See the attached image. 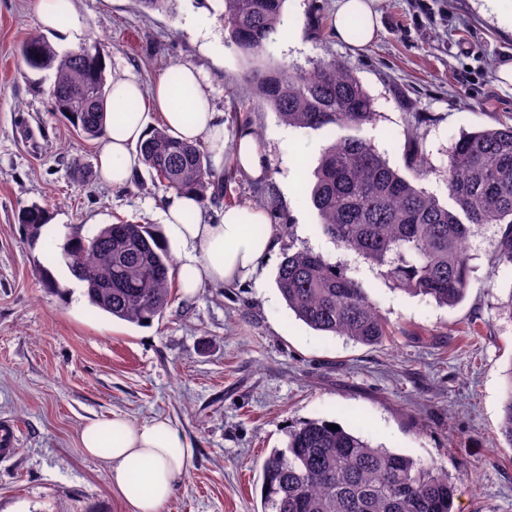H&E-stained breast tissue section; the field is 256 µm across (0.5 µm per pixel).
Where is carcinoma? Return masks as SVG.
<instances>
[{
    "mask_svg": "<svg viewBox=\"0 0 512 512\" xmlns=\"http://www.w3.org/2000/svg\"><path fill=\"white\" fill-rule=\"evenodd\" d=\"M227 43L260 61L284 24L285 0H219ZM30 70L55 71L50 91L55 112L86 138L104 136L108 92L105 56L63 55L39 34L20 47ZM246 77L259 100L288 127L342 130L324 148L310 200L319 230L376 269L393 288L458 304L471 266L459 253L474 227L503 224L495 268L512 267V125L483 129L456 139L448 153V204L393 170L361 132L375 123L374 99L353 69L336 61L310 69L254 68ZM95 85L100 95L84 90ZM152 181L166 190L191 191L200 202L211 192L210 161L196 145L153 129L138 146ZM424 154L410 136L408 163L424 171ZM26 238L37 241L45 210L26 206L18 213ZM71 274L86 289L90 304L118 320L143 325L163 316L172 302V256L154 226L106 224L92 233L74 225L60 245ZM277 288L288 309L312 329L378 345L392 334L378 303L347 268L308 249L283 254ZM499 433L512 447V369L502 404ZM264 503L270 512H455V483L448 474L413 458L372 445L329 422L310 420L288 430L284 448L263 463Z\"/></svg>",
    "mask_w": 512,
    "mask_h": 512,
    "instance_id": "1",
    "label": "carcinoma"
}]
</instances>
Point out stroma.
I'll return each mask as SVG.
<instances>
[{"label": "stroma", "instance_id": "35a3bbf8", "mask_svg": "<svg viewBox=\"0 0 512 512\" xmlns=\"http://www.w3.org/2000/svg\"><path fill=\"white\" fill-rule=\"evenodd\" d=\"M86 45L104 53L107 76L152 86L172 64L202 72L227 130L261 131L271 178L234 173L222 206L274 215L278 246L260 283L175 295L162 319L138 326L90 306L83 283L17 223L38 203L65 237L122 221L160 224V187L115 188L78 178L95 168L102 140L59 120L50 70L20 65L24 39L41 33L36 0H0V419L19 427L20 446L0 460V512H126L104 460L85 457L81 428L115 413L141 424L168 418L194 457L163 512H263L262 463L285 447L290 427L335 421L372 444L447 471L457 512H512V447L498 432L512 367V267L493 268L500 224L469 238L472 273L447 307L393 289L356 254L324 236L302 193L333 133L284 126L244 74L249 58L227 45L217 0H174L169 11L137 0H77ZM335 0H287L290 29L277 33L265 65L304 68L336 60L353 67L375 101L365 127L405 177L410 134L429 164L419 187L447 203L443 169L463 133L512 123V86L496 66L512 58V31L477 0H380V31L357 51L333 31ZM344 264L399 335L366 346L309 328L282 299L275 277L287 249ZM49 269L57 285L41 283Z\"/></svg>", "mask_w": 512, "mask_h": 512}]
</instances>
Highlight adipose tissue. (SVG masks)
Segmentation results:
<instances>
[{"label":"adipose tissue","instance_id":"obj_1","mask_svg":"<svg viewBox=\"0 0 512 512\" xmlns=\"http://www.w3.org/2000/svg\"><path fill=\"white\" fill-rule=\"evenodd\" d=\"M376 2L336 0L337 39L358 50L369 46L378 32ZM37 15L43 29L61 34L67 45H78L86 37L88 20L74 0H37ZM355 18L362 19L361 29L352 28ZM181 87L191 92L184 109L176 104ZM105 107L106 136L98 157L99 176L105 183L125 185L140 166L134 148L145 138L153 112L178 140L206 146L214 183H222L228 161L252 179L268 175L269 158L253 129L242 125L228 134L223 113L216 111L193 65L160 76L148 94L133 76L114 77ZM158 209L163 235L177 248L176 277L187 298L204 288L237 287L253 277L277 247L269 229L271 214L262 208L232 206L215 217L194 194L171 191L161 196ZM253 224L266 225V232L252 234ZM79 447L85 455L106 461L112 487L130 512H162L193 456L181 431L169 420L135 424L120 414L85 425Z\"/></svg>","mask_w":512,"mask_h":512}]
</instances>
